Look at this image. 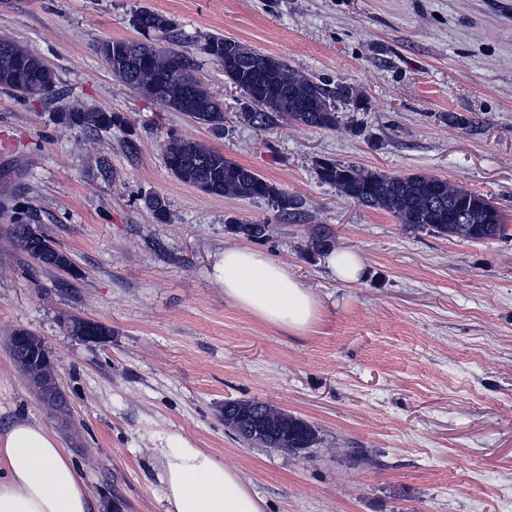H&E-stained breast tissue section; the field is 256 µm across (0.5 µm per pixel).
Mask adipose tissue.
Masks as SVG:
<instances>
[{
	"mask_svg": "<svg viewBox=\"0 0 512 512\" xmlns=\"http://www.w3.org/2000/svg\"><path fill=\"white\" fill-rule=\"evenodd\" d=\"M224 294L261 323L301 334L320 319L321 302L282 264L229 245L217 266ZM165 512H266L238 470L184 444L158 449ZM0 512H98L85 482L44 426L15 421L0 433Z\"/></svg>",
	"mask_w": 512,
	"mask_h": 512,
	"instance_id": "adipose-tissue-1",
	"label": "adipose tissue"
}]
</instances>
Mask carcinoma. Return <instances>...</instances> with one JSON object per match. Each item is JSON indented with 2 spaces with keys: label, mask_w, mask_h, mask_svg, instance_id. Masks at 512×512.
<instances>
[{
  "label": "carcinoma",
  "mask_w": 512,
  "mask_h": 512,
  "mask_svg": "<svg viewBox=\"0 0 512 512\" xmlns=\"http://www.w3.org/2000/svg\"><path fill=\"white\" fill-rule=\"evenodd\" d=\"M133 27L146 34L164 36L174 31V22L150 9L138 11ZM97 51L112 74L142 98L171 112H183L214 133L224 130L222 103L210 94L205 83L186 58L158 42L104 40ZM200 51L224 67L226 79L248 95L253 112L243 113L259 127L280 120L293 127L334 130L340 119L336 100L351 102L359 109L367 100L351 86H331L290 67L283 59L259 52L238 40L209 36ZM56 72L39 56L8 38H0V88L23 100H42L55 92ZM58 125L92 131L112 128L132 130L130 118L122 112L87 111L64 106L57 112ZM163 159L171 174L201 192L227 198L266 200L286 214L300 201L248 167L205 143L168 136ZM320 180L345 199L385 211L400 224L423 228L439 236L468 241H485L506 234L502 212L488 198L448 180L426 174H392L349 163L323 159L318 162ZM145 207L158 224L169 221L165 199L144 198ZM228 228L248 240L265 238L270 225L227 220ZM8 233L17 249L39 257L45 266L72 267L67 253L55 247L37 224H11ZM267 410L288 430V441L301 448L316 442V433L304 420L271 405Z\"/></svg>",
  "instance_id": "cac0c4a2"
}]
</instances>
